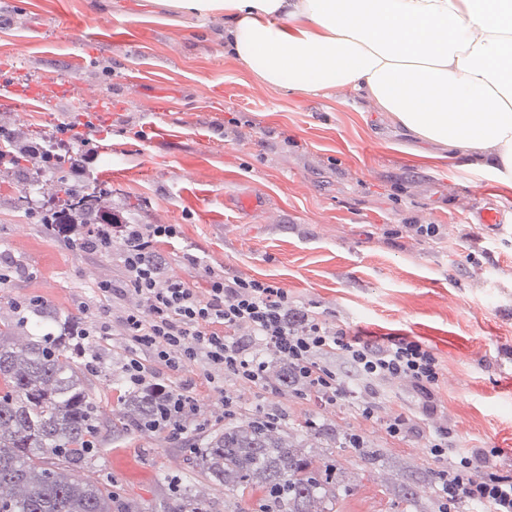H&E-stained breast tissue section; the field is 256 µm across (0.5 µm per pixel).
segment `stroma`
<instances>
[{
    "label": "stroma",
    "instance_id": "obj_1",
    "mask_svg": "<svg viewBox=\"0 0 512 512\" xmlns=\"http://www.w3.org/2000/svg\"><path fill=\"white\" fill-rule=\"evenodd\" d=\"M226 27L223 13L198 15L174 0H0V81L19 88L0 102V128L48 133L65 152L71 131L87 134L100 155L97 181L131 204L133 219L179 225L161 249L188 283L204 284L203 269L183 258L190 244L215 270L276 282L295 304L318 305L348 335L422 341L442 376L429 396L406 380L377 384L382 414L408 420L399 441L348 402L325 408L233 380L218 392L201 367L152 363L149 380L193 384L197 410L173 440L113 432L122 393L113 379L130 352L106 336L94 342L104 365L87 378L102 414L95 479L125 512H162L172 482L201 483L191 450L223 431L228 396L247 415L283 410L295 432L323 425V451L349 486L336 512H412L394 494L398 465L439 472L425 436L441 427L458 447L498 449L497 469L512 475V224L492 236L466 221L479 208L512 212V179L487 171L482 154L445 159L361 92L265 86L225 50ZM33 87L42 90L36 107ZM51 196L47 186L32 191L28 173L0 174V250L27 270L0 287V306L37 298L88 323L101 305L97 282L122 280L123 270L109 254L72 253L36 223ZM252 196L264 207H243ZM415 224L439 225L441 239L415 236ZM344 434L378 455L337 447Z\"/></svg>",
    "mask_w": 512,
    "mask_h": 512
}]
</instances>
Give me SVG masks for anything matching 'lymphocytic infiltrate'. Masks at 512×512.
Segmentation results:
<instances>
[{"label": "lymphocytic infiltrate", "instance_id": "obj_1", "mask_svg": "<svg viewBox=\"0 0 512 512\" xmlns=\"http://www.w3.org/2000/svg\"><path fill=\"white\" fill-rule=\"evenodd\" d=\"M54 231L70 250L114 253L124 271L121 281L97 284L104 300L124 301L120 315L72 333L89 340L119 332L131 351L124 366L129 385L145 384L146 355L171 372L203 365L206 381L219 391L231 376L259 392L279 394L282 386L266 374L268 359L279 358L299 382L296 396L313 397L325 408L348 400L373 420L376 383L407 379L428 394L440 380V363L428 346L405 337L381 345L347 336L319 312L294 307L277 283L203 267L207 286L200 290L168 274L156 244L177 238V225L144 224L103 210L97 223L58 224ZM333 354L343 358L344 368L328 363ZM425 445L448 463L436 485L441 512H454L461 501L481 512H512V476L491 465L494 450L457 447L447 428L428 434Z\"/></svg>", "mask_w": 512, "mask_h": 512}]
</instances>
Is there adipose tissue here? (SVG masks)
<instances>
[{"mask_svg":"<svg viewBox=\"0 0 512 512\" xmlns=\"http://www.w3.org/2000/svg\"><path fill=\"white\" fill-rule=\"evenodd\" d=\"M223 12L272 88L352 87L413 136L512 178V0H179Z\"/></svg>","mask_w":512,"mask_h":512,"instance_id":"adipose-tissue-1","label":"adipose tissue"}]
</instances>
